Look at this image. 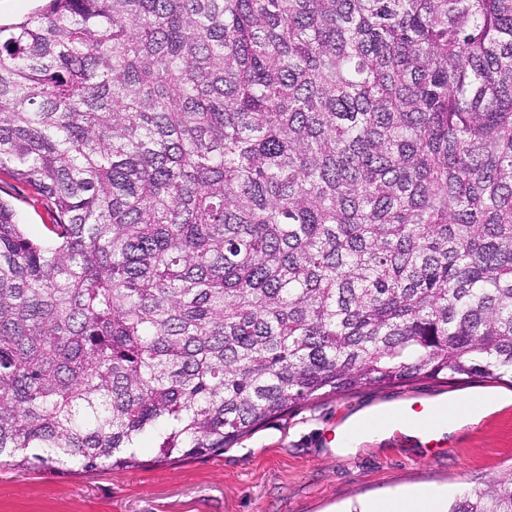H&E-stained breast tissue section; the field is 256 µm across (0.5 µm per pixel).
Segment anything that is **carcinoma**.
I'll use <instances>...</instances> for the list:
<instances>
[{
	"instance_id": "carcinoma-1",
	"label": "carcinoma",
	"mask_w": 512,
	"mask_h": 512,
	"mask_svg": "<svg viewBox=\"0 0 512 512\" xmlns=\"http://www.w3.org/2000/svg\"><path fill=\"white\" fill-rule=\"evenodd\" d=\"M2 170L52 221L0 199V464L512 386V0H49L0 25ZM0 196L15 207L29 235L44 237L43 224H49L50 219L48 208L46 203L33 200V193L27 185L0 173Z\"/></svg>"
}]
</instances>
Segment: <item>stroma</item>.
<instances>
[{
	"label": "stroma",
	"instance_id": "35a3bbf8",
	"mask_svg": "<svg viewBox=\"0 0 512 512\" xmlns=\"http://www.w3.org/2000/svg\"><path fill=\"white\" fill-rule=\"evenodd\" d=\"M0 198L15 207L29 235L44 237L48 208L27 185L0 174ZM477 391L511 403L461 430L453 444L421 446L399 432L349 455L325 444L326 435L368 406L415 395L461 400ZM142 459L133 469L72 476L0 465V512H365L373 499L419 487L443 490L450 501L459 489L512 467V387L429 379L367 386L317 399L219 455L170 463L147 451Z\"/></svg>",
	"mask_w": 512,
	"mask_h": 512
}]
</instances>
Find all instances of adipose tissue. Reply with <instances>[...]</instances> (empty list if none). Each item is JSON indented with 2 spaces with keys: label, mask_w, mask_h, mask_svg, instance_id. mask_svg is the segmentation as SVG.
Instances as JSON below:
<instances>
[{
  "label": "adipose tissue",
  "mask_w": 512,
  "mask_h": 512,
  "mask_svg": "<svg viewBox=\"0 0 512 512\" xmlns=\"http://www.w3.org/2000/svg\"><path fill=\"white\" fill-rule=\"evenodd\" d=\"M383 412V407L376 406L349 416L336 431L337 452H357L361 444L384 440L397 430L413 439L421 437L418 426L383 419Z\"/></svg>",
  "instance_id": "adipose-tissue-1"
}]
</instances>
